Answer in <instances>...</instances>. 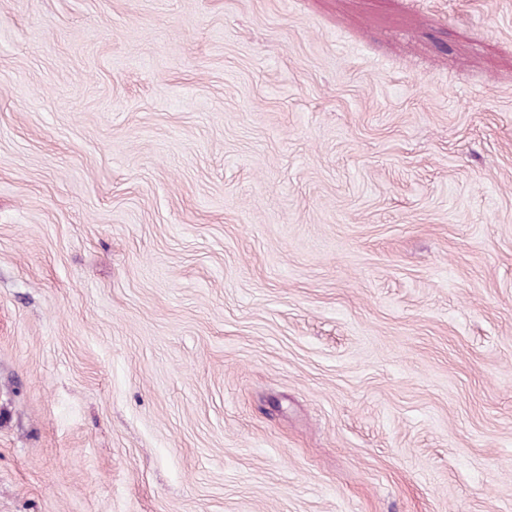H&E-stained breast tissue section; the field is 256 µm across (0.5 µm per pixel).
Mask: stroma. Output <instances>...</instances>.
Here are the masks:
<instances>
[{
  "mask_svg": "<svg viewBox=\"0 0 512 512\" xmlns=\"http://www.w3.org/2000/svg\"><path fill=\"white\" fill-rule=\"evenodd\" d=\"M0 512H512V0H0Z\"/></svg>",
  "mask_w": 512,
  "mask_h": 512,
  "instance_id": "35a3bbf8",
  "label": "stroma"
}]
</instances>
